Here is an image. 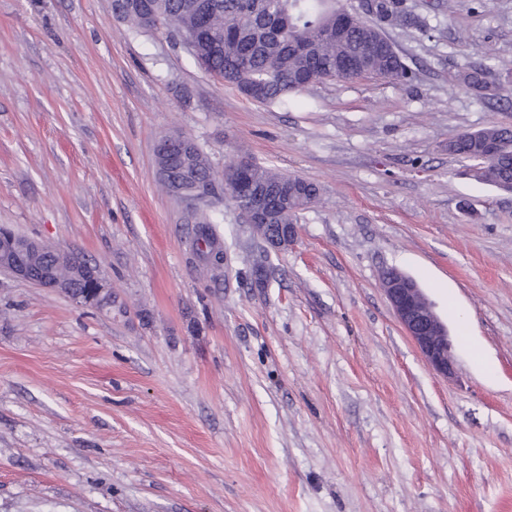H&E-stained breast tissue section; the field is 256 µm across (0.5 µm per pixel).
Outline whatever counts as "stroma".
<instances>
[{"instance_id": "1", "label": "stroma", "mask_w": 512, "mask_h": 512, "mask_svg": "<svg viewBox=\"0 0 512 512\" xmlns=\"http://www.w3.org/2000/svg\"><path fill=\"white\" fill-rule=\"evenodd\" d=\"M412 73L266 105L112 0H0V226L82 253L103 313L0 272V512H512V192L448 142L512 127V0H404ZM250 158L320 189L287 249L216 197L224 266L154 143ZM447 324L426 362L381 287ZM462 81L481 97L502 96L505 83L512 82V71L506 73L505 81L498 85H489L484 81L482 70H472L463 75ZM185 142L186 137L181 135H164L158 139L155 145L156 162L158 160L167 161L166 165L158 167L160 178H173L170 169L171 160L175 155H179L182 160L185 159ZM381 284L405 332L429 366L448 378L452 374L448 329L422 288L411 277L393 268L383 273Z\"/></svg>"}]
</instances>
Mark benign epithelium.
<instances>
[{"mask_svg": "<svg viewBox=\"0 0 512 512\" xmlns=\"http://www.w3.org/2000/svg\"><path fill=\"white\" fill-rule=\"evenodd\" d=\"M186 137L164 135L155 145V157L166 161L158 167L160 177L172 175L168 162L176 155L185 158ZM272 184L254 186L248 180L238 181L235 193L249 202L241 210L257 233L273 248L284 250L297 234L295 224H256L253 215L264 209ZM61 267L71 269L79 279L89 283V295L76 291L75 281L58 275ZM0 271L12 278L32 283L50 292L67 296L80 307H92L100 312L112 310L111 288L97 266L70 249H52L34 238L19 239L8 227L0 226ZM382 288L407 335L413 340L429 366L446 377L452 374L451 342L448 329L434 311L422 288L411 277L390 268L381 279Z\"/></svg>", "mask_w": 512, "mask_h": 512, "instance_id": "benign-epithelium-1", "label": "benign epithelium"}]
</instances>
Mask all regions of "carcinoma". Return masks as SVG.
<instances>
[{
  "label": "carcinoma",
  "mask_w": 512,
  "mask_h": 512,
  "mask_svg": "<svg viewBox=\"0 0 512 512\" xmlns=\"http://www.w3.org/2000/svg\"><path fill=\"white\" fill-rule=\"evenodd\" d=\"M148 12L130 6V0H112L115 15L130 23L135 34L148 31V24L159 23L173 37L195 40L194 62L206 73L224 83L243 89L258 83V102L283 103L288 97L305 92L329 78L352 80L377 75L391 82L409 78L400 55L381 29L356 12L337 6V0H145ZM377 19L404 25L411 17L398 0H380ZM370 40L384 44L383 52L361 54ZM462 81L481 97L502 95L504 83L489 85L483 71L472 70ZM448 154L467 162L465 174L471 179L512 191V128L492 126L464 133L448 142ZM248 174L254 183L290 184L297 176L283 174L253 160ZM239 163L224 172H215L207 155L192 144L188 168L205 181L209 192L190 197L210 205L217 185L224 186V200L238 207V198L229 183ZM319 188L310 184L304 196H288V204L276 211L274 223L288 224L296 213L315 202ZM222 221L220 213H195L194 244L210 251L217 244L213 225Z\"/></svg>",
  "instance_id": "cac0c4a2"
}]
</instances>
